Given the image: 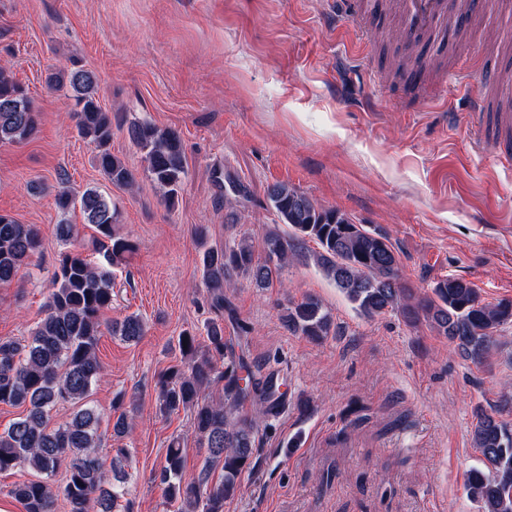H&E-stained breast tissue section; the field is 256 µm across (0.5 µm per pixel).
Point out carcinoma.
I'll return each instance as SVG.
<instances>
[{
	"label": "carcinoma",
	"instance_id": "1",
	"mask_svg": "<svg viewBox=\"0 0 512 512\" xmlns=\"http://www.w3.org/2000/svg\"><path fill=\"white\" fill-rule=\"evenodd\" d=\"M56 90L69 87L67 109L80 137L96 150V164L113 185L131 187L133 172L112 154V117L97 98L98 77L72 62V67L49 77ZM38 129V110L27 90L0 67V143L21 142ZM131 139L145 152L147 173L164 202L175 204L186 176L180 136L148 122L130 126ZM268 200L281 223L263 238L265 259L255 256L252 244L241 238L202 254V280L210 308L224 310V288L235 276L247 278L256 288H269L290 254L310 239L318 246L317 267L340 288L366 316L399 309L409 321L425 318L433 328L470 359L481 363L497 346V332L512 325V299L495 303L482 300L470 282L445 277L435 281L431 293L417 296L402 280L401 269L388 236L363 224H354L334 208H322L286 183L268 187ZM55 205L63 219L58 234L66 250L59 255L51 277L44 317L24 340L0 339V404L25 405L27 414L0 433V472L28 465L40 473H53L67 462L61 493L70 512H131L121 504L127 478L125 450L117 449L112 473L98 457L99 416L85 403L101 379L103 366L96 347L105 313L112 308V267L134 250L133 242L114 230L118 210L112 198L96 187L76 195L65 187ZM79 208L85 223L95 228L92 247L102 255L98 263L84 255L77 225L64 215ZM40 247L38 229L0 213V286L9 285ZM284 322L289 330L313 340L330 335L333 321L322 303L307 297L288 308ZM108 325V324H106ZM126 342H136L145 331L137 314L108 325ZM183 360L169 366L158 379L159 411L165 415L191 412L193 427L208 455L196 480L182 482L183 449L177 441L167 448L166 463L157 475L164 495L181 503L184 512H224V501L233 497L242 474L251 466L259 425L243 414L257 405L268 417L288 408L286 379L278 371L255 372L237 353L241 342L224 335V324L205 326V336L185 331L178 337ZM213 385L222 386L219 401L203 397ZM79 406L70 421L49 427L51 410L59 404ZM481 466L466 481L470 499L482 512H512V429L493 415L476 413L473 430ZM221 470L218 480L212 472ZM11 494L24 512H54L56 494L44 481L16 485Z\"/></svg>",
	"mask_w": 512,
	"mask_h": 512
}]
</instances>
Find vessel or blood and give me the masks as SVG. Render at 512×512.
Masks as SVG:
<instances>
[{
	"label": "vessel or blood",
	"mask_w": 512,
	"mask_h": 512,
	"mask_svg": "<svg viewBox=\"0 0 512 512\" xmlns=\"http://www.w3.org/2000/svg\"><path fill=\"white\" fill-rule=\"evenodd\" d=\"M478 6L479 0H398L397 7L407 18L404 40L413 43L420 34L431 32L448 20H460ZM491 130L500 149L512 150L511 113L494 114Z\"/></svg>",
	"instance_id": "vessel-or-blood-1"
}]
</instances>
